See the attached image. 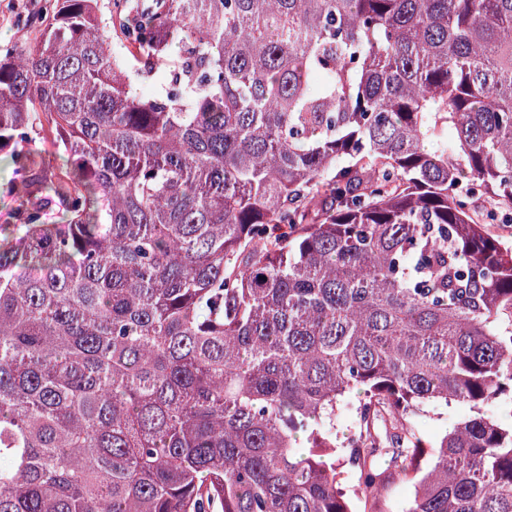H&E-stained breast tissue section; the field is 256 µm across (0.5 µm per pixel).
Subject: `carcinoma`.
<instances>
[{"mask_svg": "<svg viewBox=\"0 0 512 512\" xmlns=\"http://www.w3.org/2000/svg\"><path fill=\"white\" fill-rule=\"evenodd\" d=\"M41 26L0 47V512H353L354 391L362 490L390 451L405 512H512V243L472 209L512 207V0ZM433 404L467 413L429 449ZM19 179L0 152V224L10 221V210L18 204ZM358 395L350 394L344 404L336 413V436L338 446L341 441H345L357 431V418L355 407L358 403Z\"/></svg>", "mask_w": 512, "mask_h": 512, "instance_id": "carcinoma-1", "label": "carcinoma"}]
</instances>
